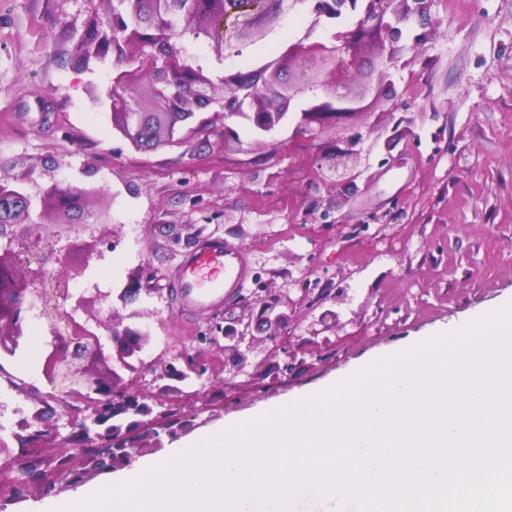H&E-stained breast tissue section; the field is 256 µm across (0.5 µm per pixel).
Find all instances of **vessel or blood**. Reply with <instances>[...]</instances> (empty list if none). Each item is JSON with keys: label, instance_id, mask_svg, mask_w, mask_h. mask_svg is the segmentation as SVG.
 Returning a JSON list of instances; mask_svg holds the SVG:
<instances>
[{"label": "vessel or blood", "instance_id": "vessel-or-blood-1", "mask_svg": "<svg viewBox=\"0 0 512 512\" xmlns=\"http://www.w3.org/2000/svg\"><path fill=\"white\" fill-rule=\"evenodd\" d=\"M250 265L235 246L219 237H205L182 253L169 281L179 308L198 313L240 298L248 288Z\"/></svg>", "mask_w": 512, "mask_h": 512}]
</instances>
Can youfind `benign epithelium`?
Returning a JSON list of instances; mask_svg holds the SVG:
<instances>
[{"label":"benign epithelium","mask_w":512,"mask_h":512,"mask_svg":"<svg viewBox=\"0 0 512 512\" xmlns=\"http://www.w3.org/2000/svg\"><path fill=\"white\" fill-rule=\"evenodd\" d=\"M121 8L110 7L105 21L112 24L113 77L112 95L107 98L113 127L135 148H155L165 142L181 144V132L191 127L198 143L207 141L209 125L201 121L191 126L198 112L217 105L224 118H243L260 134L271 132L285 117L295 121V133L307 131L315 123L321 128L338 127L344 131V147H336V174H347L348 163L357 158L355 147L362 136L355 131L354 120L368 107L367 100L378 99L384 91L380 83L358 84L359 52L369 39L386 38L398 42L401 25L410 16L427 19L432 0H317L314 12L330 18L347 13L355 19L351 27L338 28L327 38L308 37L288 45L282 62L261 70L242 74L227 72L221 77L188 65L178 47L187 36H203L214 56L224 59L231 46L225 35V20L234 15L243 18L247 30L259 28L262 21L275 19L284 8H293L298 0H179V7L160 10L153 0H118ZM294 65L298 77L282 82L278 74L284 65ZM321 96L305 98L309 92ZM307 99V106L294 111L295 104ZM45 197L57 210L67 214L87 208L84 193L63 189L56 184L45 190ZM11 205V212L0 220V238L9 246L0 251V355L12 358L25 344L27 314L42 299L41 285L46 280V261L58 270L52 277L59 318L64 328H52L51 350L45 357L43 375L50 385L62 387V395L47 400L37 388L16 384L0 367V375L16 389L24 390L40 402L33 421L19 425L11 433L17 454L0 457V464L14 471L19 458L31 460L34 468L11 479L16 498L38 487L46 493L62 491L77 482L96 478L104 467L123 466L136 447L133 429L152 430L145 417L152 413L147 396L133 383L120 384L119 371L137 369L130 360H141L145 334L122 325L118 311L111 309L106 318L79 321L75 314L86 312L92 297L75 294L70 288L78 271L70 257L74 252L92 253L99 240L90 237L56 249L43 235L41 225L25 222L29 197L0 181V204ZM21 224L14 233L9 227ZM141 291L138 279L131 276L117 293V300L127 306ZM277 303L263 301L257 316L269 323H280ZM250 324L225 334L224 349L234 352L241 364L245 352L253 349ZM186 369L164 368L161 379L183 382L200 377L197 359L185 357ZM62 404L75 414L73 425L86 440L82 448L74 447L75 435L63 436L57 430L42 427L44 417L54 412L53 404ZM52 448H65L64 455L49 454ZM49 464L50 469L38 466Z\"/></svg>","instance_id":"obj_1"}]
</instances>
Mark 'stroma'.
Returning a JSON list of instances; mask_svg holds the SVG:
<instances>
[{
    "mask_svg": "<svg viewBox=\"0 0 512 512\" xmlns=\"http://www.w3.org/2000/svg\"><path fill=\"white\" fill-rule=\"evenodd\" d=\"M310 0L216 60L204 42L181 47L195 66L224 74L276 60L307 33L329 36L352 18L314 20ZM105 0H0V180L30 198V221L58 246L81 213L58 219L44 192L58 183L100 194L104 211L92 256L75 291L95 296L103 318L129 275L138 299L119 313L148 331L137 387L154 395L163 429L134 461L155 459L204 430L319 389L367 360L436 335L512 300V0H433L430 20L410 19L399 58L381 75L388 44L362 49V79L390 91L357 119L362 135L351 182L328 156L339 129L312 126L291 146L294 123L267 139L252 124L207 113L218 145L135 150L91 91L112 84V59L82 68L78 45ZM232 136H225V128ZM214 235L243 250L252 279L243 299L178 317L167 288L179 255ZM277 300L284 316L258 320L257 302ZM250 325L255 346L244 367L199 342L210 325ZM41 309L11 371L40 390L50 339ZM206 366L201 379L159 390L154 371Z\"/></svg>",
    "mask_w": 512,
    "mask_h": 512,
    "instance_id": "1",
    "label": "stroma"
}]
</instances>
